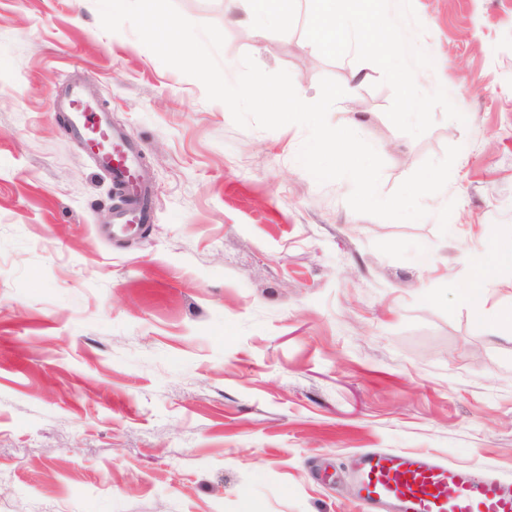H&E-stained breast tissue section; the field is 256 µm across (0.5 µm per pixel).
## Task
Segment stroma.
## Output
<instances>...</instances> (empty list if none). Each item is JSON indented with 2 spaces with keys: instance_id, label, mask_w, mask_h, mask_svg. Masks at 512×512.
<instances>
[{
  "instance_id": "1",
  "label": "stroma",
  "mask_w": 512,
  "mask_h": 512,
  "mask_svg": "<svg viewBox=\"0 0 512 512\" xmlns=\"http://www.w3.org/2000/svg\"><path fill=\"white\" fill-rule=\"evenodd\" d=\"M174 3L223 32L227 79L248 54L314 100L359 68L328 119L381 155V194L461 152L427 218L359 214L297 162L302 127L236 126L96 0H0V512H360L366 448L512 479V335L458 295L512 231V0H413L436 61L416 82L470 116L417 138L375 64L310 45V0L259 41L224 0ZM70 77L142 143L149 228L108 235Z\"/></svg>"
}]
</instances>
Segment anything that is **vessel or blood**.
<instances>
[{"label":"vessel or blood","mask_w":512,"mask_h":512,"mask_svg":"<svg viewBox=\"0 0 512 512\" xmlns=\"http://www.w3.org/2000/svg\"><path fill=\"white\" fill-rule=\"evenodd\" d=\"M60 105L69 114L71 133L127 194V204L115 214V228L149 222V191L139 164L142 145L113 128L87 85H66ZM355 489L365 512H512L511 486L425 452L364 450Z\"/></svg>","instance_id":"obj_1"}]
</instances>
